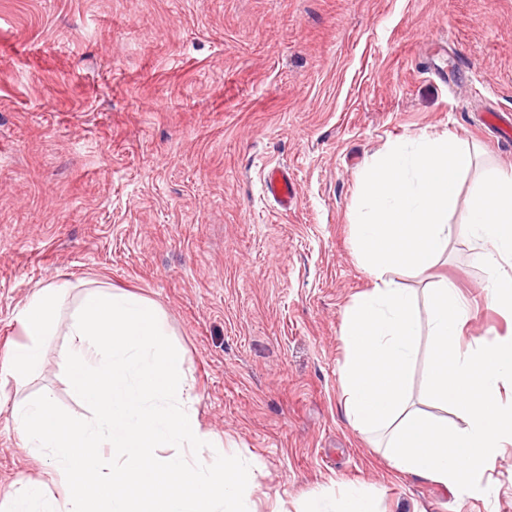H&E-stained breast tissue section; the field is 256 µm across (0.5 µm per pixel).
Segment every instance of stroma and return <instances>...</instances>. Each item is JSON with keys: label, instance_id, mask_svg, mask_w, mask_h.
Masks as SVG:
<instances>
[{"label": "stroma", "instance_id": "35a3bbf8", "mask_svg": "<svg viewBox=\"0 0 512 512\" xmlns=\"http://www.w3.org/2000/svg\"><path fill=\"white\" fill-rule=\"evenodd\" d=\"M512 0H0V357L27 298L67 283L133 293L183 354L214 461L250 466L248 512H327L348 489L377 512H512V446L480 490L401 473L343 413L345 308L371 287L352 214L362 173L394 141L454 137L475 166L439 262L396 269L425 299L441 278L469 304L460 350L512 332L487 299L464 221L512 143ZM287 168L288 212L264 175ZM64 330L24 385L0 384V495L44 478L14 402L90 409L65 376Z\"/></svg>", "mask_w": 512, "mask_h": 512}]
</instances>
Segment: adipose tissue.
Wrapping results in <instances>:
<instances>
[{
	"mask_svg": "<svg viewBox=\"0 0 512 512\" xmlns=\"http://www.w3.org/2000/svg\"><path fill=\"white\" fill-rule=\"evenodd\" d=\"M466 230L477 243V257L487 278L491 305L512 310V275L505 273L504 261L512 260V176L490 175L470 198ZM62 286L35 290L21 309L23 343L12 347L0 363V374L18 381L38 370L43 362L44 339L55 331L59 321L57 306Z\"/></svg>",
	"mask_w": 512,
	"mask_h": 512,
	"instance_id": "ef3b65f1",
	"label": "adipose tissue"
}]
</instances>
